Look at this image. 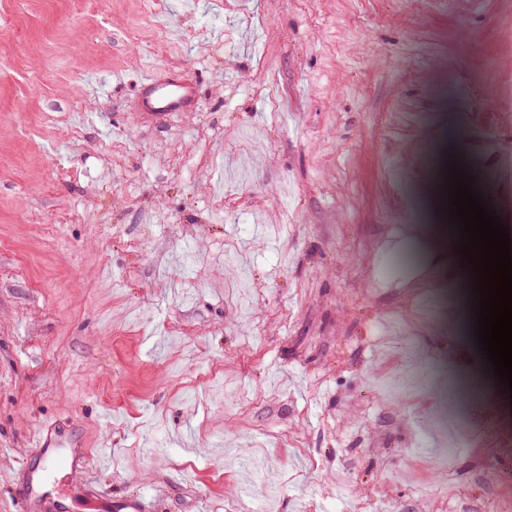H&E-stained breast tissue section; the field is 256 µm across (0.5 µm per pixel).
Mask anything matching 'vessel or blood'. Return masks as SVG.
<instances>
[{"instance_id":"b4317fda","label":"vessel or blood","mask_w":512,"mask_h":512,"mask_svg":"<svg viewBox=\"0 0 512 512\" xmlns=\"http://www.w3.org/2000/svg\"><path fill=\"white\" fill-rule=\"evenodd\" d=\"M139 108L144 112L170 114L185 112L197 102L195 83L178 72L166 76H146L140 83ZM39 465L23 476L15 490L16 512H40L45 497L41 491L56 469L71 468L77 473L89 471L94 458L83 448L75 430L65 422L46 426L36 448ZM95 512H146L145 502L138 497L102 496L94 502Z\"/></svg>"}]
</instances>
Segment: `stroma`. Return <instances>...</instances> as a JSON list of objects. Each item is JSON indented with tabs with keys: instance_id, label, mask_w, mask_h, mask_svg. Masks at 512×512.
Instances as JSON below:
<instances>
[{
	"instance_id": "35a3bbf8",
	"label": "stroma",
	"mask_w": 512,
	"mask_h": 512,
	"mask_svg": "<svg viewBox=\"0 0 512 512\" xmlns=\"http://www.w3.org/2000/svg\"><path fill=\"white\" fill-rule=\"evenodd\" d=\"M172 70L197 106L139 111ZM447 143L512 225V0H0V512L55 419L96 463L47 483L67 512L512 499ZM462 422L488 441L446 456ZM102 498L93 500L96 512H145V502L138 497L118 498L99 494Z\"/></svg>"
}]
</instances>
